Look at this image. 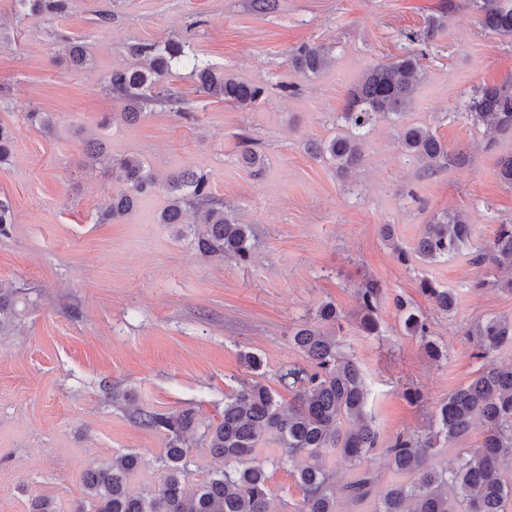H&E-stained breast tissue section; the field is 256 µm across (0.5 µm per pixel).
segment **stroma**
<instances>
[{
	"label": "stroma",
	"mask_w": 512,
	"mask_h": 512,
	"mask_svg": "<svg viewBox=\"0 0 512 512\" xmlns=\"http://www.w3.org/2000/svg\"><path fill=\"white\" fill-rule=\"evenodd\" d=\"M434 18L443 26L430 36ZM170 39L185 55L151 93L179 92L180 110L151 104L127 121L109 75L144 66L131 46ZM73 42L89 58L80 69L68 57ZM316 44L329 48V66L294 70L292 54ZM409 53L423 70L412 107L366 128L360 164L342 174L312 155L310 144L341 133L349 91L369 65ZM196 64L264 93L250 108L209 98ZM510 82L512 38L483 30L470 0H266L261 10L255 0H70L65 13L39 17L0 0V124L17 131L0 165V202L13 215L0 236V288L15 289L17 312L0 336V512H31L38 496L72 512L88 500L84 474L129 451L142 458L131 489L153 487L167 436L133 424V410L189 411L213 426L227 396L253 380L290 400L278 375L303 360L292 335L326 302L343 317L340 339L366 376L381 442L422 432L439 402L477 375L465 328L512 316L498 271L471 261L512 224V188L497 177L512 131L489 134L460 108L474 88ZM31 109L49 113L51 132L26 122ZM404 123L429 128L465 162L424 170L398 141ZM92 141L111 157L141 158L161 180L207 173L225 212L252 229L249 262L202 254L194 214L159 223L161 187L98 223L123 183L112 167L90 165ZM249 150L262 168L243 162ZM448 209L471 226L462 252L399 263L394 246H414ZM368 279L383 287L377 336L358 327L356 290ZM425 279L454 290V312L434 308ZM400 299L427 318L440 356L405 334ZM267 473L272 512H295L293 468Z\"/></svg>",
	"instance_id": "1"
}]
</instances>
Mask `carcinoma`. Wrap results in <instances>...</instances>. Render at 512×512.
Here are the masks:
<instances>
[{
  "label": "carcinoma",
  "mask_w": 512,
  "mask_h": 512,
  "mask_svg": "<svg viewBox=\"0 0 512 512\" xmlns=\"http://www.w3.org/2000/svg\"><path fill=\"white\" fill-rule=\"evenodd\" d=\"M482 28L501 36H512V0H472ZM31 16L61 14L69 0H18ZM132 51L149 59L145 70L116 69L108 78L110 91L123 104V115L135 119L154 101L149 89L170 73L172 62L183 55L177 43L141 44ZM329 52L322 46H303L292 55V66L306 73L324 70ZM199 92L233 106L247 108L262 95L258 86L208 66H195ZM418 56L370 66L350 92L347 112L341 115L347 132L320 144L311 152L328 156L336 168L346 171L361 159L362 130L379 117H400L406 112L420 82ZM471 119L496 131H512V84L484 85L474 89L462 103ZM16 132L0 124V163L8 161ZM399 140L406 153L427 162L432 171L449 157L447 146L428 128L406 125ZM120 169L126 188L113 194L104 205L103 224L122 217L134 198L154 190L158 183L136 156H126L114 164ZM170 194L169 205L159 223L181 224L192 208L199 223L207 226L197 241L200 251L218 257L232 256L241 263L250 260V227L238 224L224 213V205L212 201L207 175L186 170L170 176L163 184ZM470 237V224L455 211L434 214L416 244L394 247L399 262L416 257L422 261L453 257ZM477 266L512 272V224H502L493 241L472 258ZM422 293L439 311L450 314L456 305L455 292L429 280L420 283ZM383 288L369 280L357 289L360 304L359 327L369 336L380 333L379 299ZM403 312L404 331L419 337L439 354L431 340L429 323L423 314L402 299L396 301ZM15 293L0 289V332L13 322ZM342 315L330 302L320 306L317 322L296 329L292 341L305 364L288 366L280 383L294 394L288 408H282L272 391L259 381L244 384L224 401V417L203 434L210 452L224 461V468L206 481L189 485L185 479L189 453L187 434L196 427L190 413L165 415L138 411L134 424L162 429L168 436L161 458L162 480L150 489L133 493L129 481L140 468L141 456L127 452L112 459L102 469L89 472L84 485L89 491L93 512H270L268 475L255 462L259 444L268 436L281 448L272 465L290 466L298 456L305 462L296 469L301 499L295 512H338L337 493L343 491L352 502H361L374 493L375 475L365 470L355 481L336 489L333 474L324 457L337 451L353 466L362 464L379 445V432L365 415L367 388L364 374L343 350L337 334L326 327H341ZM466 336L474 337L480 362L477 377L451 392L440 402L427 434H399L385 445L383 455L398 472L415 474L413 481L386 487L378 494L373 512H508L512 506V365L504 368L495 361L503 349L512 347V318L492 316L471 324ZM479 424L483 440L447 464H431L439 438L447 441L467 434Z\"/></svg>",
  "instance_id": "obj_1"
}]
</instances>
